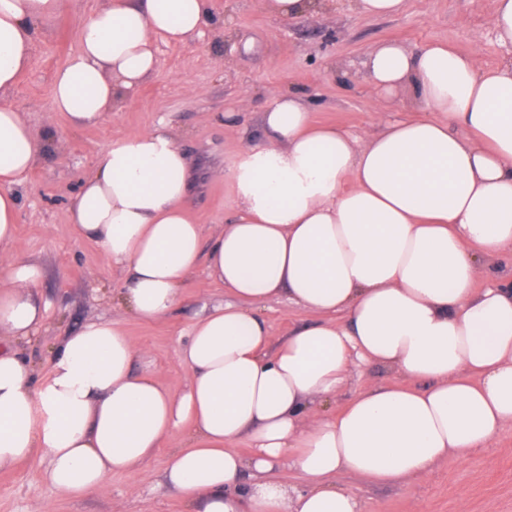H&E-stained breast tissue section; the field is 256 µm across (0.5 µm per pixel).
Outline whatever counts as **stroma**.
Listing matches in <instances>:
<instances>
[{
    "mask_svg": "<svg viewBox=\"0 0 512 512\" xmlns=\"http://www.w3.org/2000/svg\"><path fill=\"white\" fill-rule=\"evenodd\" d=\"M104 2L64 0L34 44L31 68L7 94L35 133H53L34 170L15 188L16 255L42 265L37 294L49 305L37 336L15 347L44 374L66 336L88 321L109 318L139 347L135 370L148 372L174 393L182 391L188 376L180 348L190 326L231 296L200 268L165 317L148 322L126 311L121 302L126 272L112 268L97 245L80 239L70 219L81 181L95 172L112 138L148 129L162 118L194 163L215 170V177L195 182L184 202L209 237L235 214L232 188L218 172L232 165L242 142L225 125V112L235 111L239 123L255 128L269 97L294 91L304 96L316 123L360 137L373 129L377 109L362 67L375 45L394 40L416 51L443 43L476 55L483 69L508 54L492 25L495 0H407L405 10L391 18L359 14L351 0H322L319 8L294 20L270 15L263 0H209L210 30L203 40L160 44L157 71L127 103L97 124L77 126L52 111V81L75 52L79 27ZM253 308L274 343L318 320L283 300L257 302ZM405 382L395 370L355 366L327 409L338 411L366 386ZM183 444L182 435L167 438L142 470L115 475L105 491L78 497L58 494L43 482L45 460L21 462L0 471V512H188L186 497L166 479L170 456ZM335 484L356 496L362 512H512V427L466 458L440 462L425 476L375 484L341 472Z\"/></svg>",
    "mask_w": 512,
    "mask_h": 512,
    "instance_id": "stroma-1",
    "label": "stroma"
}]
</instances>
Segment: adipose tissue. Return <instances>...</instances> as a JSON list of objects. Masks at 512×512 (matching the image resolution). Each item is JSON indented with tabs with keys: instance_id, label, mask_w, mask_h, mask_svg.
I'll return each mask as SVG.
<instances>
[{
	"instance_id": "adipose-tissue-1",
	"label": "adipose tissue",
	"mask_w": 512,
	"mask_h": 512,
	"mask_svg": "<svg viewBox=\"0 0 512 512\" xmlns=\"http://www.w3.org/2000/svg\"><path fill=\"white\" fill-rule=\"evenodd\" d=\"M62 8L0 0V92ZM207 19L208 0H108L55 73L53 111L97 123L154 72L158 42L203 38ZM364 69L379 104L407 89L418 117L360 139L315 124L301 96L271 97L266 140L239 130L224 173L236 215L211 243L184 208L195 172L165 121L114 137L82 183L72 223L127 272L137 318L166 316L202 265L232 296L191 325L177 395L135 371L138 349L110 320L67 336L43 378L12 348L47 318L41 266L14 256V188L47 140L0 103V469L39 456L53 491L100 492L182 431L167 479L196 512H361L337 473L399 482L512 425V278L484 263L512 248V58L483 70L443 44L383 42ZM482 273L494 286L475 288ZM284 296L320 320L274 348L252 305ZM358 362L409 384L368 386L328 414ZM242 438L250 456L231 448ZM284 463L303 489L273 478Z\"/></svg>"
}]
</instances>
